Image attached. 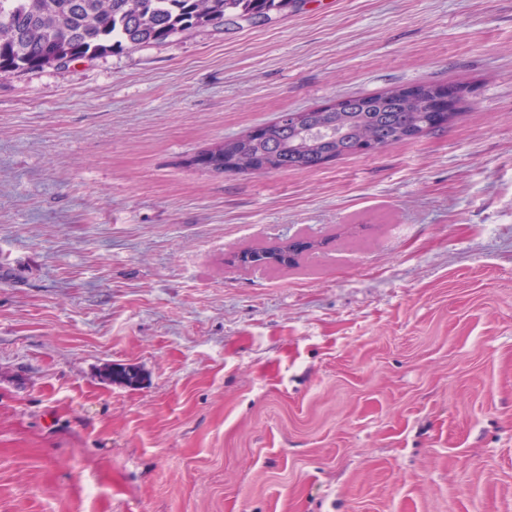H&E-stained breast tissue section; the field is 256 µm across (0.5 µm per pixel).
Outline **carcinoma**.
Masks as SVG:
<instances>
[{"label": "carcinoma", "instance_id": "1", "mask_svg": "<svg viewBox=\"0 0 512 512\" xmlns=\"http://www.w3.org/2000/svg\"><path fill=\"white\" fill-rule=\"evenodd\" d=\"M298 8L299 0H0V74L161 43L197 28L220 27L231 13L253 20ZM300 116L298 122L279 118L264 125L260 137L246 134L223 143L237 157L228 172L263 174L270 156L276 158L275 171L316 170L326 158L360 153L362 145L379 153L444 127L420 103L407 99L401 87L349 97L339 109L312 108ZM311 248L308 243L297 251L290 245L258 249L254 261L278 253L289 267Z\"/></svg>", "mask_w": 512, "mask_h": 512}]
</instances>
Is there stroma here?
<instances>
[{
  "instance_id": "stroma-1",
  "label": "stroma",
  "mask_w": 512,
  "mask_h": 512,
  "mask_svg": "<svg viewBox=\"0 0 512 512\" xmlns=\"http://www.w3.org/2000/svg\"><path fill=\"white\" fill-rule=\"evenodd\" d=\"M425 81L469 101L381 153L188 164ZM2 264L0 512H512V0H306L0 75Z\"/></svg>"
}]
</instances>
